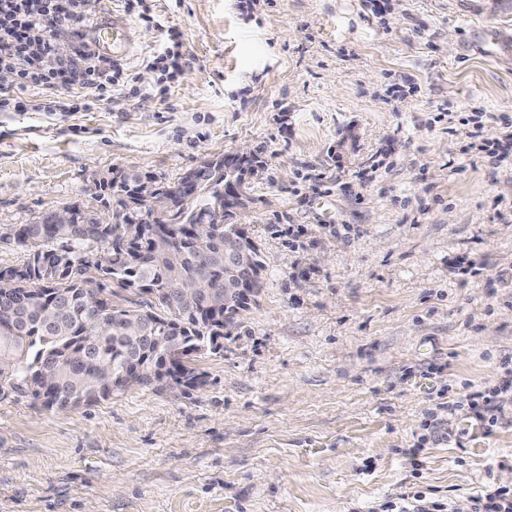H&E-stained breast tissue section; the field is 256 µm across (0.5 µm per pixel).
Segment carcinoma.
<instances>
[{
	"label": "carcinoma",
	"mask_w": 512,
	"mask_h": 512,
	"mask_svg": "<svg viewBox=\"0 0 512 512\" xmlns=\"http://www.w3.org/2000/svg\"><path fill=\"white\" fill-rule=\"evenodd\" d=\"M224 173L193 200L196 224L152 222L153 202L135 195L142 174L116 170L99 189L117 201L125 224H101L82 211L76 224H51L48 214L15 224L1 241L24 248L21 265L0 268V393L29 395L45 409L88 406L134 385L197 388L188 365L194 352L223 349L224 326L247 303L244 266L224 260V238L246 237L238 224H205L224 197ZM215 288L221 305L203 310L178 289ZM116 284L154 295L148 310L112 305Z\"/></svg>",
	"instance_id": "carcinoma-1"
}]
</instances>
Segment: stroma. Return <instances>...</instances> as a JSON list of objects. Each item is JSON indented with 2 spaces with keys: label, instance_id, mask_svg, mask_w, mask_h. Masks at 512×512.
<instances>
[{
  "label": "stroma",
  "instance_id": "obj_1",
  "mask_svg": "<svg viewBox=\"0 0 512 512\" xmlns=\"http://www.w3.org/2000/svg\"><path fill=\"white\" fill-rule=\"evenodd\" d=\"M192 63L167 98L141 29L143 95L92 112H0V228L70 204L112 217L95 182L176 181L255 154L243 225L255 301L194 361L205 384L132 386L75 410L0 394V512H369L418 490L455 512L512 486V423L425 436L438 390L512 356V169L462 151L439 109L512 115V17L449 0H154ZM468 253L463 283L448 261ZM434 369L430 385L421 371ZM423 442L414 477L405 448Z\"/></svg>",
  "mask_w": 512,
  "mask_h": 512
}]
</instances>
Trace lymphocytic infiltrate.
I'll return each instance as SVG.
<instances>
[{
  "instance_id": "lymphocytic-infiltrate-1",
  "label": "lymphocytic infiltrate",
  "mask_w": 512,
  "mask_h": 512,
  "mask_svg": "<svg viewBox=\"0 0 512 512\" xmlns=\"http://www.w3.org/2000/svg\"><path fill=\"white\" fill-rule=\"evenodd\" d=\"M123 2L126 13L143 27L167 31L166 43L147 62L158 75L155 93L167 96L179 72L190 63L181 51V34L164 28L148 0ZM88 20L81 0H0V70L12 76L10 85L0 87V112H90L141 95V88L115 60L82 41ZM63 37L74 41L73 56L56 55L54 45ZM490 118L487 112H441L435 120L447 122L450 133L464 137V152L482 154L499 167L512 165V131L497 143L481 137ZM501 366L504 374L495 384L437 403L430 429L444 423L466 433H492L512 411V357L504 358Z\"/></svg>"
}]
</instances>
